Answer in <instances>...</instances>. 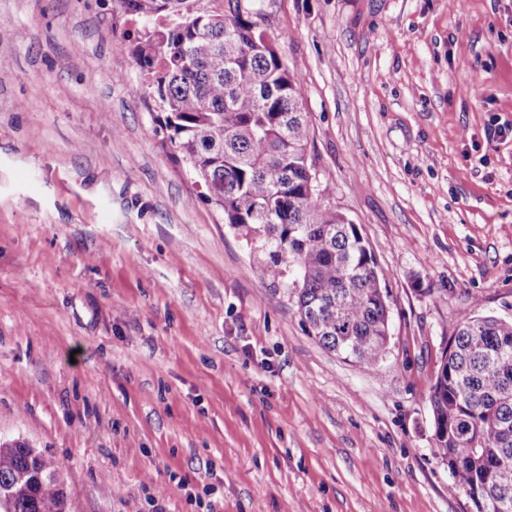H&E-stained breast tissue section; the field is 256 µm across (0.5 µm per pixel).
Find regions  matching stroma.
Wrapping results in <instances>:
<instances>
[{
  "instance_id": "35a3bbf8",
  "label": "stroma",
  "mask_w": 512,
  "mask_h": 512,
  "mask_svg": "<svg viewBox=\"0 0 512 512\" xmlns=\"http://www.w3.org/2000/svg\"><path fill=\"white\" fill-rule=\"evenodd\" d=\"M242 2L390 273L383 360L309 336L203 197L119 0H0V440L70 512H468L428 394L461 314L512 320V0Z\"/></svg>"
}]
</instances>
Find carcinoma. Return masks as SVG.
Masks as SVG:
<instances>
[{
  "instance_id": "carcinoma-1",
  "label": "carcinoma",
  "mask_w": 512,
  "mask_h": 512,
  "mask_svg": "<svg viewBox=\"0 0 512 512\" xmlns=\"http://www.w3.org/2000/svg\"><path fill=\"white\" fill-rule=\"evenodd\" d=\"M122 0L149 29L134 54L166 116L172 146L224 223L260 243L263 267L295 268L302 326L369 370L389 340V273L358 225L324 205L309 161L300 78L240 0ZM433 453L448 493L512 512V320L464 313L431 388ZM62 465L21 443L0 447L8 512H66ZM22 471L42 476L16 484Z\"/></svg>"
}]
</instances>
